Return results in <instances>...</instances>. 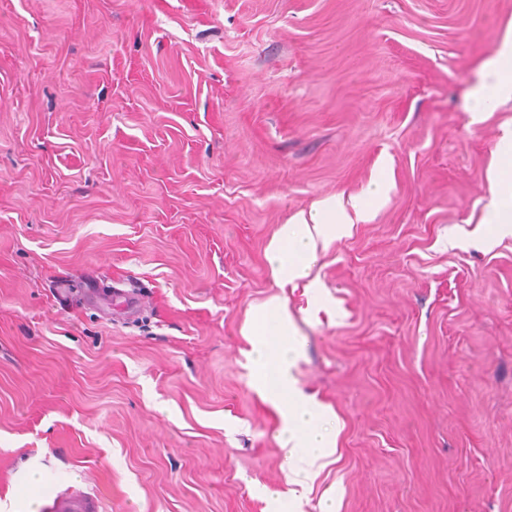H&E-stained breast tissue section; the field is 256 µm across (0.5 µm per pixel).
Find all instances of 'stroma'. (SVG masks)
<instances>
[{"label":"stroma","mask_w":512,"mask_h":512,"mask_svg":"<svg viewBox=\"0 0 512 512\" xmlns=\"http://www.w3.org/2000/svg\"><path fill=\"white\" fill-rule=\"evenodd\" d=\"M512 0H0V500L267 512L277 410L242 331L281 293L337 453L299 512H512V101L470 89ZM388 191L278 289L279 224ZM139 289L129 311L105 286ZM498 151L506 160L496 170L491 184V202L485 216V224H492L499 232L512 231V129L504 131ZM99 509L98 500L89 494L56 498L53 506L55 512H99Z\"/></svg>","instance_id":"1"}]
</instances>
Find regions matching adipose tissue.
<instances>
[{
  "mask_svg": "<svg viewBox=\"0 0 512 512\" xmlns=\"http://www.w3.org/2000/svg\"><path fill=\"white\" fill-rule=\"evenodd\" d=\"M479 78L470 91L471 116L480 119L493 104L512 99V26L501 36L495 54L483 61ZM503 158L491 184V202L486 223L501 232L512 231V129H506L498 143ZM384 179L367 195L330 199L311 211H298L281 224L265 253L266 263L280 287L315 289L311 271L320 244L342 237L354 220L362 219L371 205L385 193ZM257 393L278 410L281 426L278 440L288 459V482L292 496L301 499L302 487L313 476V458L335 455L337 432L329 428L332 412L314 397L302 392L295 366L304 352L300 332L281 297H271L246 330Z\"/></svg>",
  "mask_w": 512,
  "mask_h": 512,
  "instance_id": "ef3b65f1",
  "label": "adipose tissue"
}]
</instances>
